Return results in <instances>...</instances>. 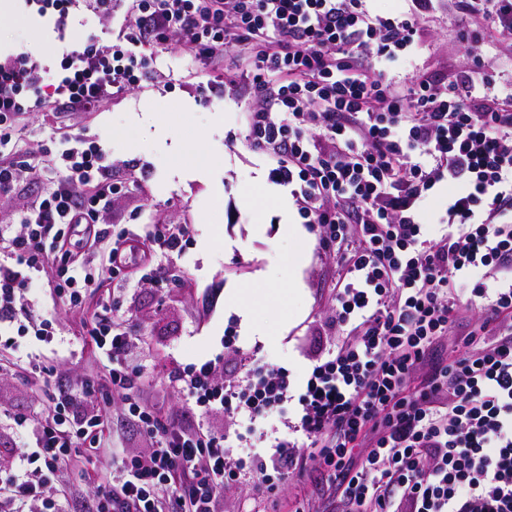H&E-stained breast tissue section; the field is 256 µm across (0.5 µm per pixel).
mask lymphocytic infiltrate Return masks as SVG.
<instances>
[{
  "instance_id": "obj_1",
  "label": "lymphocytic infiltrate",
  "mask_w": 512,
  "mask_h": 512,
  "mask_svg": "<svg viewBox=\"0 0 512 512\" xmlns=\"http://www.w3.org/2000/svg\"><path fill=\"white\" fill-rule=\"evenodd\" d=\"M103 16L130 20L111 46L89 37L43 83L26 52L0 54V197L17 194L26 168L11 161L20 114L48 106L94 112L143 80L157 48L188 45L205 65L223 61L224 38L247 47L246 76L257 101L245 114L251 147L275 164L278 181L298 185L300 210L335 253L339 278L327 327L344 331L326 358H314L301 385L282 366L245 359L246 375L225 377L220 361L176 373L200 412L185 420L138 395L127 359L137 344L103 304L87 330L112 364L106 402L140 422L151 445L104 474L91 512H218L224 489L251 479L271 491L280 463L328 476L344 512H512V86L476 68L447 84L421 75L398 86L384 73H361L363 59L406 57L434 0H412L409 14L370 16L359 0H89ZM456 38L480 54L478 25L512 34V0H455ZM64 175L22 211L10 238L13 264L0 263V312L15 311L34 274L53 270L57 294L80 305L95 282L68 247L112 244L121 270L153 251L181 252L185 229L153 228L138 250L128 233L101 223L110 204L109 158L94 143L61 133ZM449 186L440 231L428 237L421 204L437 183ZM490 288H473L480 321L439 347L461 298L456 284L475 270ZM67 387L46 416L15 420L16 474L0 487V512H69L51 498L47 474L102 448L109 416L102 405L74 412ZM298 401V422L267 452L231 459L214 420L256 421Z\"/></svg>"
}]
</instances>
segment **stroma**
<instances>
[{
    "label": "stroma",
    "instance_id": "stroma-1",
    "mask_svg": "<svg viewBox=\"0 0 512 512\" xmlns=\"http://www.w3.org/2000/svg\"><path fill=\"white\" fill-rule=\"evenodd\" d=\"M123 13L104 17L87 7L73 10L67 27L37 14L25 0H0V51L23 49L44 66L52 80L62 55L88 35L103 44L124 27ZM448 0H439L423 20L418 48L387 74L399 83L427 73L446 79L470 66L458 43ZM482 55L498 84L512 83V38L488 33ZM243 56L224 55V86L211 92L208 70L190 49L155 54L152 76L112 98L95 112L27 113L12 156L27 162L22 194L0 198V225L18 224L26 206L42 198L63 170L56 163L57 138L68 131L97 142L112 163L116 192L102 214L112 234H144L157 225L187 228L181 253L154 252L153 274L123 277L100 266L98 280L81 307L59 303L52 275H43L26 291L22 315L0 319V482L13 475L14 419L39 416L58 385L87 381L107 385V361L94 352L85 334L93 310L103 298L113 300V315L131 325L138 338L130 362L141 373L139 395L163 402L170 412L188 415L192 404L168 385L167 374L222 357L225 376L240 371L224 352V331L233 329L238 344L262 361L288 368L302 380L310 359L334 347L325 329L332 315L327 287L337 276V259L319 249L314 234L304 240L280 229L278 183L269 161L252 151L244 112L255 100L237 72ZM180 142L179 152L161 145L162 134ZM306 260L294 266L297 251ZM244 296L247 315L233 306ZM48 319L55 328L49 341L19 333L25 318ZM35 358L43 375L30 371ZM112 455L101 452L91 463L49 477L50 487L72 493L81 512L95 496V474L112 469ZM325 477L316 471L284 470L274 495L254 501L250 484L224 492V512H330Z\"/></svg>",
    "mask_w": 512,
    "mask_h": 512
}]
</instances>
